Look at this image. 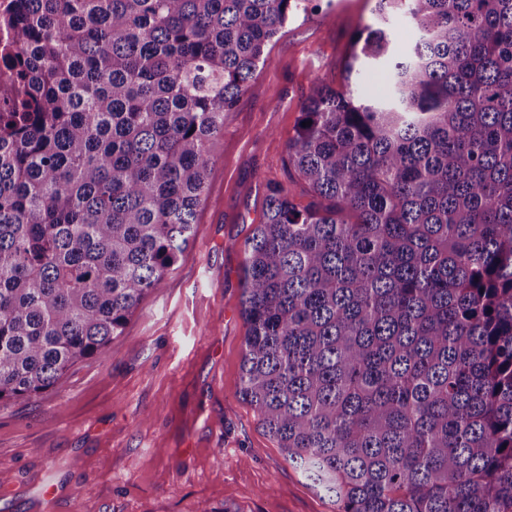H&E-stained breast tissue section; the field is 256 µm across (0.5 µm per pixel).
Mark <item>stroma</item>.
<instances>
[{"instance_id": "obj_1", "label": "stroma", "mask_w": 512, "mask_h": 512, "mask_svg": "<svg viewBox=\"0 0 512 512\" xmlns=\"http://www.w3.org/2000/svg\"><path fill=\"white\" fill-rule=\"evenodd\" d=\"M373 8L320 0L289 20L224 117L196 238L175 270L104 358L0 407V512H338L240 394L242 269L267 184L310 202L288 178V139L313 79L344 89L352 37Z\"/></svg>"}]
</instances>
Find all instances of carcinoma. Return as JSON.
I'll return each instance as SVG.
<instances>
[{"instance_id": "carcinoma-1", "label": "carcinoma", "mask_w": 512, "mask_h": 512, "mask_svg": "<svg viewBox=\"0 0 512 512\" xmlns=\"http://www.w3.org/2000/svg\"><path fill=\"white\" fill-rule=\"evenodd\" d=\"M314 0H17L0 405L103 357L196 236L232 111ZM245 242L241 393L339 512H512V0H375Z\"/></svg>"}]
</instances>
